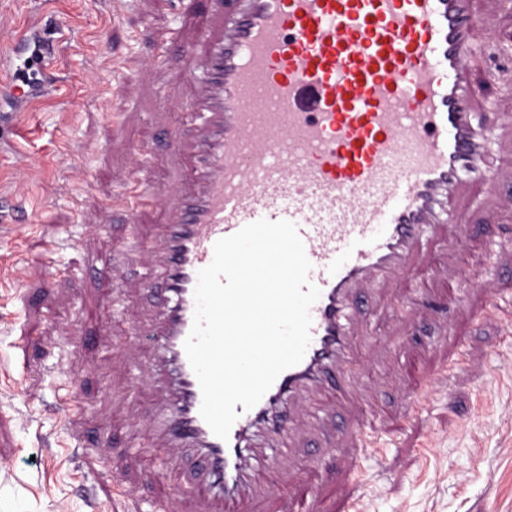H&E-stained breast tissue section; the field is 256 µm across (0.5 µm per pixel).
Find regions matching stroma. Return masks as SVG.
I'll list each match as a JSON object with an SVG mask.
<instances>
[{"mask_svg": "<svg viewBox=\"0 0 512 512\" xmlns=\"http://www.w3.org/2000/svg\"><path fill=\"white\" fill-rule=\"evenodd\" d=\"M205 0H0V49L37 19L56 90L15 112L0 94V512H199L195 451L167 453L164 387L139 376L160 311L145 283L189 151L165 134L192 123L191 48ZM470 68L494 191L468 182L448 224L431 225L413 278L367 281L353 327L346 406L299 408L279 467L289 494L314 485L307 512H512V85L488 71L489 36L512 40V9L479 0ZM168 108H161L160 98ZM153 207L128 223L114 197L129 176ZM62 241L48 266L40 242ZM461 290L464 303L449 302ZM418 373L405 375L403 363ZM426 396L422 410L409 399Z\"/></svg>", "mask_w": 512, "mask_h": 512, "instance_id": "1", "label": "stroma"}]
</instances>
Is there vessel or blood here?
I'll return each mask as SVG.
<instances>
[{
	"instance_id": "b4317fda",
	"label": "vessel or blood",
	"mask_w": 512,
	"mask_h": 512,
	"mask_svg": "<svg viewBox=\"0 0 512 512\" xmlns=\"http://www.w3.org/2000/svg\"><path fill=\"white\" fill-rule=\"evenodd\" d=\"M474 3L210 0L219 29L201 36L202 88L188 105L198 119L167 133L172 150L194 146L196 184L174 193L162 230L157 354L146 367H164L172 382L173 448L199 452L201 512H239L265 491L250 475V429L291 431L289 405L308 391L349 400L356 288L408 274L429 226L450 223L465 180L495 188L466 64ZM124 193L132 216L155 200L132 178ZM260 219L296 225L320 297L302 361L223 440L200 414L184 344L215 243Z\"/></svg>"
}]
</instances>
